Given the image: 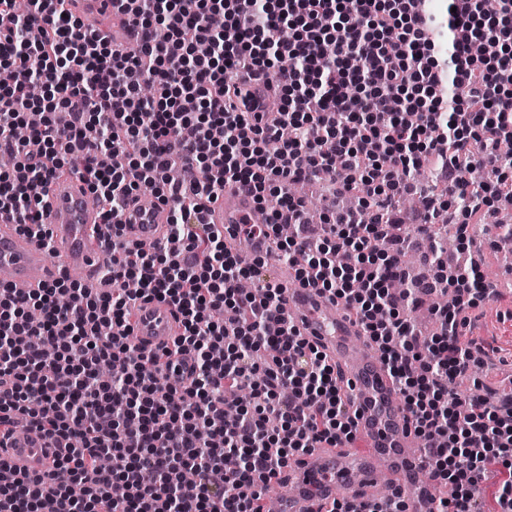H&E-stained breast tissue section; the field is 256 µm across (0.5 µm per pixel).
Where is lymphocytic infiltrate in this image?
Masks as SVG:
<instances>
[{
  "label": "lymphocytic infiltrate",
  "instance_id": "lymphocytic-infiltrate-1",
  "mask_svg": "<svg viewBox=\"0 0 512 512\" xmlns=\"http://www.w3.org/2000/svg\"><path fill=\"white\" fill-rule=\"evenodd\" d=\"M67 2L30 0L17 24L14 0H0V148L15 158L0 172V211L50 243L43 196L77 159L110 227L150 186L169 207L172 247L123 243L98 290L66 272L27 294L0 288V436L36 428L60 450L43 478L0 464V512H265V490L292 459L354 442L336 368L284 318L283 287L261 264L242 266L206 220L228 185L259 207L273 198L248 233L272 238L379 346L430 479L453 489L437 512H483L491 479L499 512H512V400L465 403L448 391L481 362L464 329L491 283L477 263L451 269L428 252L433 284L449 296L428 335L410 319L420 288H389L407 277L403 199L419 197L422 237L451 213L462 241L512 206V157L499 151L512 139V0H448L444 20L427 0H120L135 31L123 50ZM249 79L272 88L273 122L235 110ZM32 82L46 99L27 95ZM174 167L186 173L177 183ZM421 167L446 196L424 192ZM472 167L487 174L476 191ZM324 178L356 204H324L312 221L288 187ZM285 224L293 235L282 236ZM345 249L356 261L337 265ZM245 280L260 293L242 295ZM137 298L177 310L172 346L128 344ZM230 308L237 316L213 320ZM184 355L190 383L161 392L163 368ZM112 361L124 373L107 384L98 368ZM186 467L189 484L177 479Z\"/></svg>",
  "mask_w": 512,
  "mask_h": 512
}]
</instances>
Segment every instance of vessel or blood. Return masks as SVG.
Returning <instances> with one entry per match:
<instances>
[{"label": "vessel or blood", "mask_w": 512, "mask_h": 512, "mask_svg": "<svg viewBox=\"0 0 512 512\" xmlns=\"http://www.w3.org/2000/svg\"><path fill=\"white\" fill-rule=\"evenodd\" d=\"M74 13L102 35H115L123 21L114 0H76ZM90 195L78 173L66 172L46 190L45 222L54 240L45 248L37 238L21 233L16 218L0 214V284L30 292L55 278L60 271L92 274L101 259L104 238L99 212L89 204ZM256 207L245 191L228 187L211 204L207 219L223 232L230 249L246 247L253 255L267 256L271 239L247 237L239 225L253 217ZM167 210L151 194L138 195L120 216V227L130 243L167 245ZM285 312L302 336L339 363L352 388L354 423L361 451L347 445L317 448L288 467L280 486L278 512H315L318 502L341 498L351 503L366 500L377 480L399 491L406 512H435L433 483L425 477L418 438L400 394L387 374L377 347L343 311L297 280L284 284ZM181 332L174 308L158 299L139 300L131 318L129 342L154 351ZM0 460L17 474L52 473L56 464L53 442L45 432L18 428L13 437H0Z\"/></svg>", "instance_id": "b4317fda"}]
</instances>
